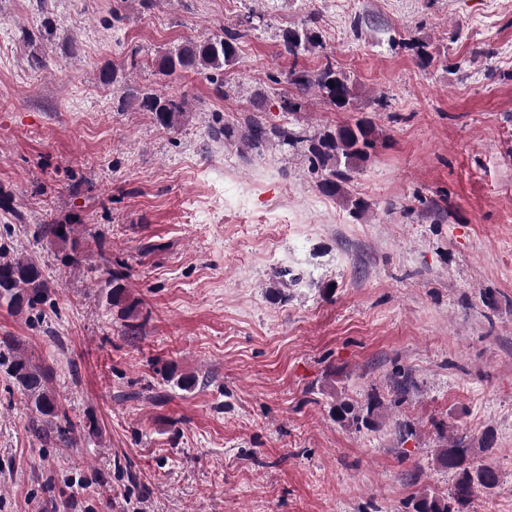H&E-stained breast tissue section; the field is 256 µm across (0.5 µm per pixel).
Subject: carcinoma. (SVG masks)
<instances>
[{
  "mask_svg": "<svg viewBox=\"0 0 512 512\" xmlns=\"http://www.w3.org/2000/svg\"><path fill=\"white\" fill-rule=\"evenodd\" d=\"M316 19L311 18L297 28L282 34V47L286 54L296 58L311 51L318 44L314 30ZM238 31L225 30L205 40L184 42L159 56L155 60L158 72L169 75L177 70L208 71L207 78L219 83L224 67L231 65L237 55ZM288 80L300 94L316 93L323 100L342 111L353 107V85L350 75L336 68L330 61L315 70L293 69ZM136 104L151 113L156 122L166 128L173 126L182 113L183 101L169 95L128 89L122 105ZM276 136L286 144L307 145L311 169L325 173L319 182L321 191L334 195L341 190L339 181L346 179V169L369 157V151L377 144L378 132L373 123L364 118L341 126L334 131L309 133L292 132L285 127H267L258 119L248 121V138L253 146L263 145L270 136ZM75 228L72 224H38L35 237L48 244L71 243ZM105 286L107 301L119 308L120 317L128 320L137 314L139 303L127 301L128 291L124 284L126 275L108 271ZM54 288L50 286L42 267L33 259L17 256L0 249V306L16 313L40 311L42 307L55 305ZM8 352L0 351V366H7V374L13 378L40 415L41 430L52 435L62 444L71 441L77 424L48 387L49 370L32 364L15 352L7 342ZM392 398L390 404L400 405L415 387L412 372L397 368L392 373ZM385 406L380 395H368L362 404L338 401L333 408L334 418L357 430L372 429L376 425L379 411ZM473 446L468 437L451 438L448 447L440 449L437 463L440 468L454 474L455 482L445 496L412 495L404 502L403 512H466L472 503L474 487L493 489L499 483L498 471L490 465L476 466L472 461Z\"/></svg>",
  "mask_w": 512,
  "mask_h": 512,
  "instance_id": "carcinoma-1",
  "label": "carcinoma"
}]
</instances>
